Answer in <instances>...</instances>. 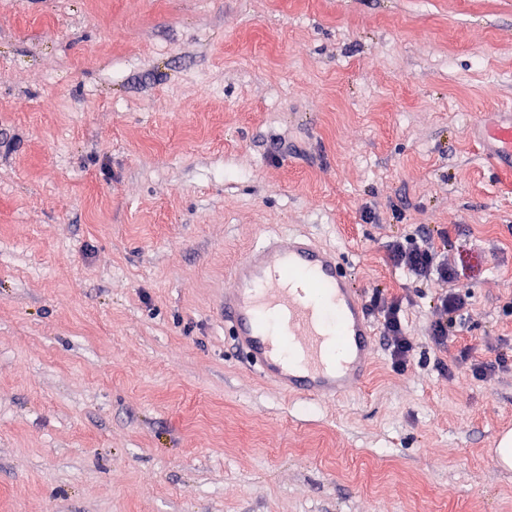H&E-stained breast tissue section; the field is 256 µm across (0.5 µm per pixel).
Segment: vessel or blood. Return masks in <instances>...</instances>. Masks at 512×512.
<instances>
[{
  "label": "vessel or blood",
  "mask_w": 512,
  "mask_h": 512,
  "mask_svg": "<svg viewBox=\"0 0 512 512\" xmlns=\"http://www.w3.org/2000/svg\"><path fill=\"white\" fill-rule=\"evenodd\" d=\"M475 129L498 165L512 168V113L477 121ZM229 277L221 314L261 378L290 394L331 400L364 384L375 333L335 248L301 231L267 235Z\"/></svg>",
  "instance_id": "obj_1"
}]
</instances>
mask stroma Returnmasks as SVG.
I'll return each instance as SVG.
<instances>
[{"label":"stroma","instance_id":"35a3bbf8","mask_svg":"<svg viewBox=\"0 0 512 512\" xmlns=\"http://www.w3.org/2000/svg\"><path fill=\"white\" fill-rule=\"evenodd\" d=\"M510 107L512 0H0V512H512ZM420 228L472 294L441 352ZM288 230L402 300L405 370L249 368L218 298ZM512 110L496 112L499 119L491 124L479 117L476 132L488 153L497 160L500 167L512 168Z\"/></svg>","mask_w":512,"mask_h":512}]
</instances>
